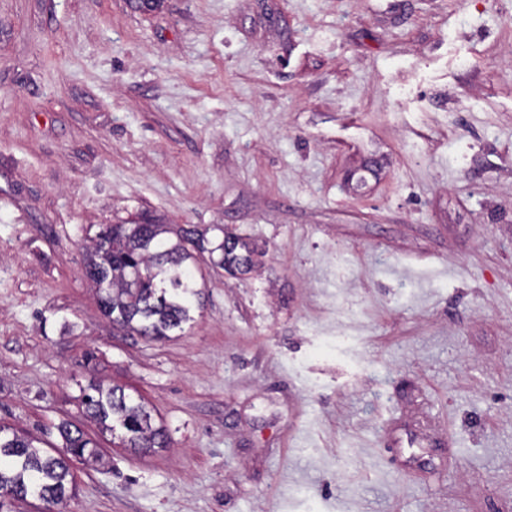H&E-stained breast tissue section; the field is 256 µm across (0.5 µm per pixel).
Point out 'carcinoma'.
Wrapping results in <instances>:
<instances>
[{"label": "carcinoma", "mask_w": 512, "mask_h": 512, "mask_svg": "<svg viewBox=\"0 0 512 512\" xmlns=\"http://www.w3.org/2000/svg\"><path fill=\"white\" fill-rule=\"evenodd\" d=\"M163 224H107L96 235L86 256L85 276L98 292L103 315L129 333L155 340L166 339L194 321L199 297L188 263L207 252L219 253L224 267L226 235L212 248L203 247L205 233L192 228L165 240ZM196 243L189 249L186 243ZM81 403L87 416L103 431L118 434L121 444L139 453L166 447L167 433L144 404L117 386H89ZM63 446L54 455L40 453L33 440L0 424V498L36 496L50 507L63 504L73 491V461H97L100 454L83 432L60 426Z\"/></svg>", "instance_id": "1"}]
</instances>
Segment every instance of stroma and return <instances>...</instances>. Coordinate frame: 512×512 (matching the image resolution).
<instances>
[{
  "mask_svg": "<svg viewBox=\"0 0 512 512\" xmlns=\"http://www.w3.org/2000/svg\"><path fill=\"white\" fill-rule=\"evenodd\" d=\"M143 216L256 248L165 340L84 274ZM64 422V512H512V0H0V424ZM83 390L81 403L87 416L93 419L102 431H118L124 448L147 453L155 448L166 447L167 433L163 425H156L146 406L127 395L117 386L104 388L101 384L90 385Z\"/></svg>",
  "mask_w": 512,
  "mask_h": 512,
  "instance_id": "35a3bbf8",
  "label": "stroma"
}]
</instances>
